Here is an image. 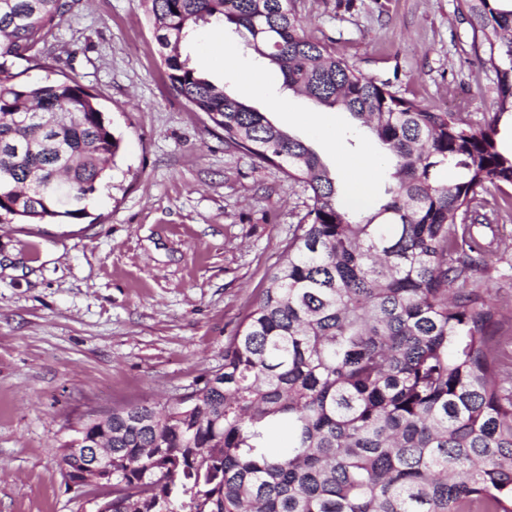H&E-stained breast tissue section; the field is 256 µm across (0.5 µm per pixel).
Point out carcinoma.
<instances>
[{
    "label": "carcinoma",
    "instance_id": "carcinoma-1",
    "mask_svg": "<svg viewBox=\"0 0 512 512\" xmlns=\"http://www.w3.org/2000/svg\"><path fill=\"white\" fill-rule=\"evenodd\" d=\"M170 87L232 143L310 192L224 366L174 404L112 410L104 512H512L506 314L485 288L512 186V0H462L497 76L481 122L433 112L314 41L291 0H144ZM71 0H0V224L79 220L120 139L75 77L43 62ZM244 28L284 87L349 113L390 170L364 208L310 144L203 76L180 45L201 23ZM288 420L286 449L272 428Z\"/></svg>",
    "mask_w": 512,
    "mask_h": 512
}]
</instances>
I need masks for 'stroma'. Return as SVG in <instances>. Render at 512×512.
<instances>
[{"label":"stroma","mask_w":512,"mask_h":512,"mask_svg":"<svg viewBox=\"0 0 512 512\" xmlns=\"http://www.w3.org/2000/svg\"><path fill=\"white\" fill-rule=\"evenodd\" d=\"M294 6L309 37L399 96L475 121L494 112L497 77L459 0ZM182 52L229 94L259 71L263 89L246 101L333 171L376 154L348 113L283 89L234 27L199 25ZM49 54L97 94L121 149L88 218L0 224V512H91L60 470L71 423L175 401L221 368L310 203L303 183L226 143L171 92L142 0H77ZM498 223L492 286L512 310V205Z\"/></svg>","instance_id":"stroma-1"}]
</instances>
